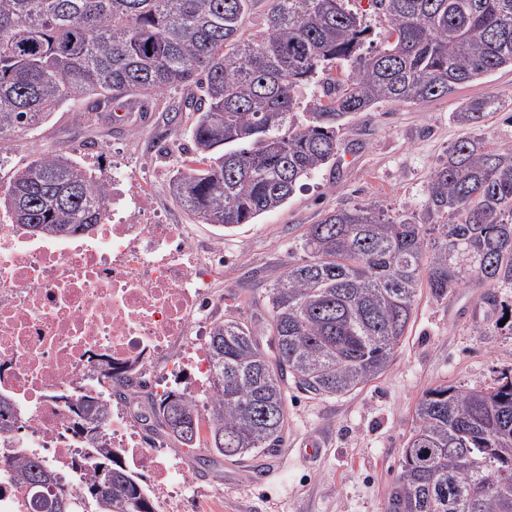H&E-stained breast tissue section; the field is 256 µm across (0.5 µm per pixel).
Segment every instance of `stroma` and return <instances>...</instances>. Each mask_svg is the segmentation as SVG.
<instances>
[{
    "instance_id": "obj_1",
    "label": "stroma",
    "mask_w": 512,
    "mask_h": 512,
    "mask_svg": "<svg viewBox=\"0 0 512 512\" xmlns=\"http://www.w3.org/2000/svg\"><path fill=\"white\" fill-rule=\"evenodd\" d=\"M489 94L512 102L511 67L445 98L383 102L354 116L341 132L335 163L303 179L280 208L232 230L194 221L168 192L172 171L187 157L194 120L175 91L153 96L144 112L127 111L120 99L99 112L65 104L38 129L12 133L0 149V184L48 153L71 155L128 183L153 176V206L162 219L224 244L229 298L222 318L263 325L267 286L297 258L300 235L325 211L376 203L425 221L432 172L451 144L473 133L454 113ZM491 293L493 305L485 301ZM510 369L512 288L474 280L443 298L419 288L413 322L387 372L344 396L289 390L283 438L272 454L223 457L192 478L202 490L222 492L223 512H385L422 395L439 385L484 389Z\"/></svg>"
}]
</instances>
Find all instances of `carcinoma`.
I'll list each match as a JSON object with an SVG mask.
<instances>
[{
	"instance_id": "obj_1",
	"label": "carcinoma",
	"mask_w": 512,
	"mask_h": 512,
	"mask_svg": "<svg viewBox=\"0 0 512 512\" xmlns=\"http://www.w3.org/2000/svg\"><path fill=\"white\" fill-rule=\"evenodd\" d=\"M253 0H0V134L34 130L67 102L90 111L127 96L143 107L183 88L191 156L171 176L175 201L201 224L234 229L283 205L336 159L352 115L380 102L419 103L512 67V0H371L390 24L380 45L345 0H270L267 28L242 32ZM343 77L333 76V68ZM314 86L304 110L296 90ZM505 104L468 103L456 121L480 127ZM109 186L67 155L13 173L0 205L32 236H76L101 223ZM431 223L375 205L326 212L310 224L268 291L270 346L241 319L213 323L207 352L208 438L195 406L172 389L150 397L153 431L198 464L266 455L282 440L288 386L348 394L382 376L415 310L472 280L512 288V149L469 136L431 177ZM111 399L75 404L97 449L75 494L39 462L16 464L46 512H157L142 475L100 432ZM20 430L0 399V434ZM387 512H512V375L482 389L427 391L402 451Z\"/></svg>"
}]
</instances>
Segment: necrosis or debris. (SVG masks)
<instances>
[{
	"mask_svg": "<svg viewBox=\"0 0 512 512\" xmlns=\"http://www.w3.org/2000/svg\"><path fill=\"white\" fill-rule=\"evenodd\" d=\"M151 196V180L128 190L113 177L111 215L74 237L35 239L0 218V395L27 435L0 444V457L39 459L76 492L93 462L71 408L77 397L99 395L133 372L159 396L171 382H187L200 420L208 418L201 398L210 363L197 342L224 304V249L196 247L179 225L150 221ZM105 361L108 380L98 374ZM143 410L130 389L105 422L106 439L158 499L193 493L187 465L136 425Z\"/></svg>",
	"mask_w": 512,
	"mask_h": 512,
	"instance_id": "4bbe7bcc",
	"label": "necrosis or debris"
}]
</instances>
